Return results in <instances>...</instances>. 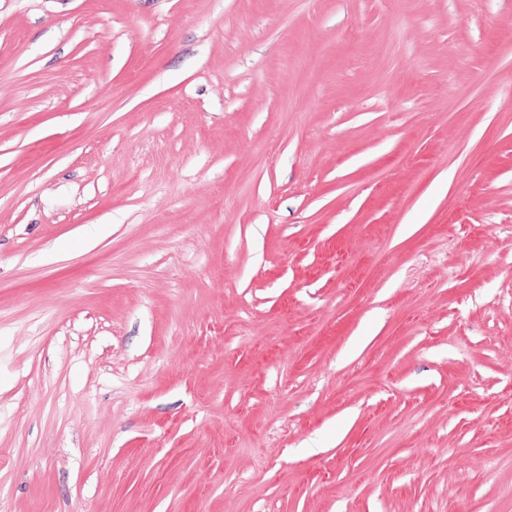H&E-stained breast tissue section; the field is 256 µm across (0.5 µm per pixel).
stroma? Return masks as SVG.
<instances>
[{"instance_id":"35a3bbf8","label":"stroma","mask_w":512,"mask_h":512,"mask_svg":"<svg viewBox=\"0 0 512 512\" xmlns=\"http://www.w3.org/2000/svg\"><path fill=\"white\" fill-rule=\"evenodd\" d=\"M508 71L512 0H0V512H512Z\"/></svg>"}]
</instances>
